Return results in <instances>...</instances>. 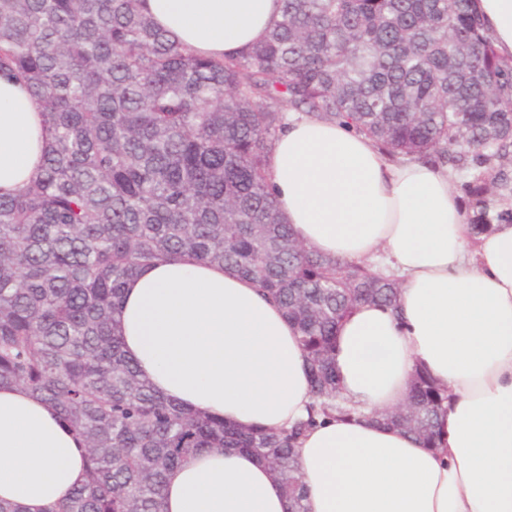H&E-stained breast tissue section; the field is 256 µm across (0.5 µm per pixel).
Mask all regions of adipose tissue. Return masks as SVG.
Here are the masks:
<instances>
[{
  "label": "adipose tissue",
  "instance_id": "obj_1",
  "mask_svg": "<svg viewBox=\"0 0 512 512\" xmlns=\"http://www.w3.org/2000/svg\"><path fill=\"white\" fill-rule=\"evenodd\" d=\"M154 21L197 53L235 55L265 35L279 0H145ZM512 64V0H473ZM41 105L0 77V193L38 171L49 132ZM268 179L283 221L342 262L383 256L397 310L361 303L336 327L337 394L354 416L299 440L306 512H512V224L472 236L447 168L393 162L348 127L290 122ZM127 356L165 397L244 430L304 418L312 378L299 333L257 285L188 256L144 266L118 315ZM452 398L425 447L373 421L406 399L415 369ZM74 433L27 390L0 387V499L52 512L85 481ZM163 512H290L255 454L203 451L172 470Z\"/></svg>",
  "mask_w": 512,
  "mask_h": 512
}]
</instances>
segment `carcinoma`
Returning <instances> with one entry per match:
<instances>
[{
	"label": "carcinoma",
	"instance_id": "carcinoma-1",
	"mask_svg": "<svg viewBox=\"0 0 512 512\" xmlns=\"http://www.w3.org/2000/svg\"><path fill=\"white\" fill-rule=\"evenodd\" d=\"M143 0H0V74L38 98L51 142L37 176L0 194V385L55 408L87 480L53 512H162L168 472L204 448H243L305 512L294 448L333 403L336 325L399 284L302 246L267 162L288 114L338 122L392 159L438 162L481 235L512 223V66L472 0H281L251 49L178 43ZM191 256L253 279L301 333L315 402L281 432L245 431L160 394L126 357L116 317L143 266ZM448 400L414 373L408 407L375 421L432 442Z\"/></svg>",
	"mask_w": 512,
	"mask_h": 512
}]
</instances>
